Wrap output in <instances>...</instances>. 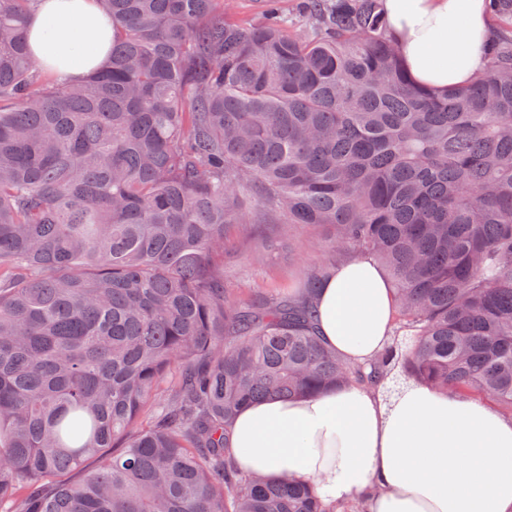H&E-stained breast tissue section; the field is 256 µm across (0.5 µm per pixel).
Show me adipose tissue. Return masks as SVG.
<instances>
[{
    "instance_id": "1",
    "label": "adipose tissue",
    "mask_w": 512,
    "mask_h": 512,
    "mask_svg": "<svg viewBox=\"0 0 512 512\" xmlns=\"http://www.w3.org/2000/svg\"><path fill=\"white\" fill-rule=\"evenodd\" d=\"M413 83L442 94L487 67L494 26L484 0H383ZM42 68L81 79L104 63L112 27L97 0H38L28 32ZM318 331L348 362L387 345L396 311L384 272L351 257L316 297ZM239 466L272 481L311 483L327 503L365 498L368 512H512V417L413 383L391 400L352 384L240 411L230 431Z\"/></svg>"
}]
</instances>
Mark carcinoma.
Returning a JSON list of instances; mask_svg holds the SVG:
<instances>
[{
	"label": "carcinoma",
	"mask_w": 512,
	"mask_h": 512,
	"mask_svg": "<svg viewBox=\"0 0 512 512\" xmlns=\"http://www.w3.org/2000/svg\"><path fill=\"white\" fill-rule=\"evenodd\" d=\"M106 63L33 60L32 0H0V512H364L260 479L229 425L260 400L407 382L512 416V0L486 71L436 96L380 0H98ZM332 230L292 297L224 280L228 228ZM361 255L397 300L352 366L314 300ZM100 466L66 475L92 455Z\"/></svg>",
	"instance_id": "obj_1"
}]
</instances>
